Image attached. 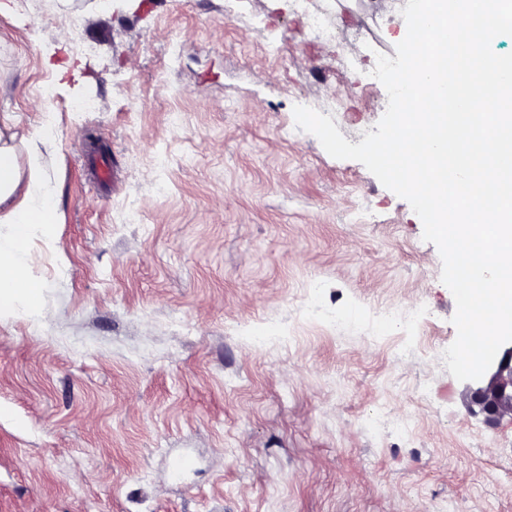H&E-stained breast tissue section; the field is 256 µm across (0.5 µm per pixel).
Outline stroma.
Here are the masks:
<instances>
[{"instance_id":"obj_1","label":"stroma","mask_w":512,"mask_h":512,"mask_svg":"<svg viewBox=\"0 0 512 512\" xmlns=\"http://www.w3.org/2000/svg\"><path fill=\"white\" fill-rule=\"evenodd\" d=\"M224 2L0 0V122L59 213L43 317H0V512H512L436 246L293 117L374 128L407 0H311L315 44L295 0ZM302 10L304 25L311 41H336V25L329 20L326 13L320 10H311L308 7L309 0H296Z\"/></svg>"}]
</instances>
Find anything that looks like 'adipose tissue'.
Segmentation results:
<instances>
[{"label": "adipose tissue", "instance_id": "ef3b65f1", "mask_svg": "<svg viewBox=\"0 0 512 512\" xmlns=\"http://www.w3.org/2000/svg\"><path fill=\"white\" fill-rule=\"evenodd\" d=\"M38 152L20 153L10 126L0 125V224L7 225L0 235V315L23 309L28 316L43 312V286L31 278L30 241L34 229L51 234L56 208L51 195L34 198L41 185Z\"/></svg>", "mask_w": 512, "mask_h": 512}]
</instances>
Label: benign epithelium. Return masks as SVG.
<instances>
[{
	"label": "benign epithelium",
	"mask_w": 512,
	"mask_h": 512,
	"mask_svg": "<svg viewBox=\"0 0 512 512\" xmlns=\"http://www.w3.org/2000/svg\"><path fill=\"white\" fill-rule=\"evenodd\" d=\"M466 401L470 413L489 424L512 416V343L503 345L482 378L467 387Z\"/></svg>",
	"instance_id": "benign-epithelium-1"
}]
</instances>
